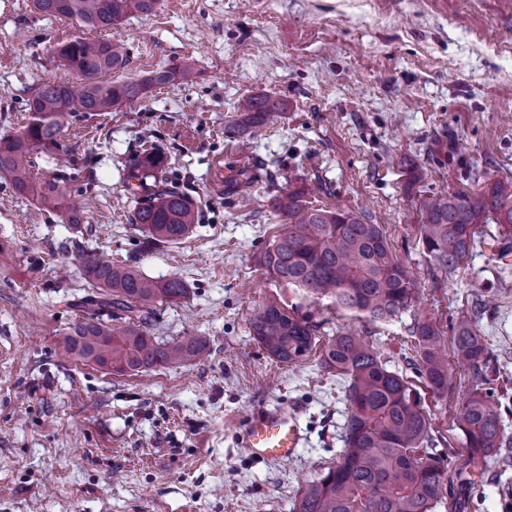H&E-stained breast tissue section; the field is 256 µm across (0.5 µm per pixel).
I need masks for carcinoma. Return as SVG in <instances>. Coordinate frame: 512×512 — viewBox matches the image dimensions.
Listing matches in <instances>:
<instances>
[{"mask_svg":"<svg viewBox=\"0 0 512 512\" xmlns=\"http://www.w3.org/2000/svg\"><path fill=\"white\" fill-rule=\"evenodd\" d=\"M157 0H34L41 13L67 18L105 31L129 12H153ZM52 53L75 73L83 85L45 82L28 100L27 126L15 135L0 137V170L11 174L19 194H34L55 213L68 214L71 224L80 217L69 206L60 176L36 179L33 155L57 147L66 121L81 112H118L154 84L178 78L189 80L195 62L188 59L173 70L114 85L102 77L127 64L124 44L74 38L59 42ZM285 103L276 96H250L237 106L239 121L226 128L240 134L264 126ZM160 154L153 150L137 158L127 178V191L138 197L132 223L150 244L184 239L198 223L194 203L162 176ZM153 183H148V179ZM269 208L285 224L257 257V263L278 283L294 288L309 302L331 300L338 309L357 313L371 322L401 318L415 303L417 283L412 272L392 252L380 225L366 214L342 208H314L304 193L290 191L268 199ZM495 224L500 235L512 236V183L497 180L476 196L449 192L425 202L420 239L442 288L460 262L483 244L479 228ZM86 275L97 291L79 307L92 310L65 338V349L77 359L117 373L147 372L196 360L204 351L199 339L159 342L146 331L153 305L186 296L178 278L164 282L139 270L91 259ZM121 311L123 325L111 326L104 317ZM250 334L276 361L295 364L313 351L323 369L345 382L346 419L341 460L321 472L296 498L293 512H432L440 500L444 471L441 458L429 452L430 417L418 392L386 361L374 343L351 331H339L318 344L308 318L270 304L249 323ZM451 338L439 325L414 318L409 328L413 356L408 364L435 394L448 392L452 368L471 373L475 385L457 408L454 425L464 438L466 464L477 468L499 459L503 417L500 397L489 387L492 362L488 342L471 314L450 324ZM452 344L455 364L448 363L446 344Z\"/></svg>","mask_w":512,"mask_h":512,"instance_id":"1","label":"carcinoma"}]
</instances>
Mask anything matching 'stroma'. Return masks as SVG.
<instances>
[{"mask_svg": "<svg viewBox=\"0 0 512 512\" xmlns=\"http://www.w3.org/2000/svg\"><path fill=\"white\" fill-rule=\"evenodd\" d=\"M90 35L33 0H0V136L26 126L25 103L44 82L75 81L53 46ZM106 36L128 51L112 82L187 58L195 74L124 111L70 118L59 148L35 153L37 177L65 176L81 224L15 193L0 171V512H292L301 488L339 459L344 387L316 356L269 358L249 322L272 303L296 307L322 339L361 331L414 384V319L445 328L491 296L478 326L496 358L501 453L512 459V238L474 249L443 288L419 239L430 196L512 180V0H158ZM262 93L285 112L253 136L225 137L239 101ZM154 147L199 212L175 244L147 245L131 222L126 175ZM296 189L377 217L419 285L399 320L309 303L258 266L282 230L268 199ZM90 256L180 278L186 297L156 304L148 330L201 338L204 359L115 375L69 354L64 340L93 291ZM470 386L457 369L447 394L421 391L435 452L450 460L452 487L433 512H512V462L473 474V486L457 482L467 453L453 416ZM262 408L296 413L293 459L260 461L244 448L245 420Z\"/></svg>", "mask_w": 512, "mask_h": 512, "instance_id": "35a3bbf8", "label": "stroma"}]
</instances>
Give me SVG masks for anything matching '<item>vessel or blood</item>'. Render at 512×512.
Instances as JSON below:
<instances>
[{"instance_id":"1","label":"vessel or blood","mask_w":512,"mask_h":512,"mask_svg":"<svg viewBox=\"0 0 512 512\" xmlns=\"http://www.w3.org/2000/svg\"><path fill=\"white\" fill-rule=\"evenodd\" d=\"M243 441L254 458L287 460L295 455L301 442L297 416L277 408L255 410L245 424Z\"/></svg>"}]
</instances>
